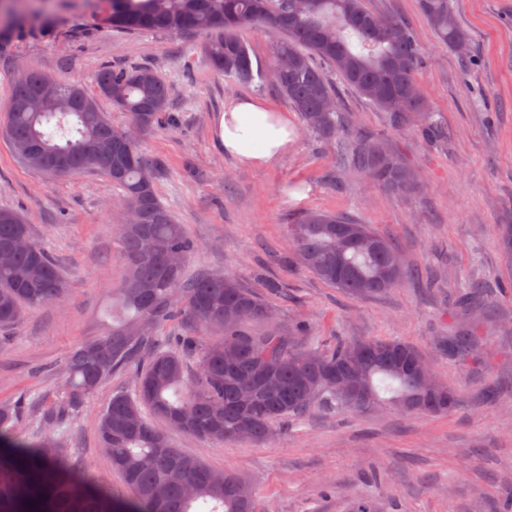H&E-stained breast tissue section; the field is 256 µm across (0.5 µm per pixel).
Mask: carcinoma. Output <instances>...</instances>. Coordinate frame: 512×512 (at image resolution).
I'll return each mask as SVG.
<instances>
[{"mask_svg":"<svg viewBox=\"0 0 512 512\" xmlns=\"http://www.w3.org/2000/svg\"><path fill=\"white\" fill-rule=\"evenodd\" d=\"M102 24L116 32L206 33L210 67L241 83L271 80L299 112L305 127L328 142L344 133L336 93L320 63L397 123L414 124L423 134L438 126L415 79L421 52L402 21L370 10L364 0H107ZM438 40L456 51L469 44L451 0H419ZM45 25L40 14L0 9V40L21 28ZM280 35L275 62L254 75L243 28ZM41 73L29 67L16 79L7 115L15 149L43 153L29 166L64 177L92 169L123 191L142 223L120 230L127 273L112 300V330L74 346L65 360L66 388L60 404L41 421L60 432L54 440L15 442L12 431L23 403L0 405V512H256L255 497L243 501L241 478L215 470L171 447L154 421L201 440L265 442L277 425L304 415L314 403L326 409L367 410L387 402L412 414L436 416L454 409L456 395L443 385L429 393L411 364L421 356L397 339H342L324 349L306 342L301 328L246 326L269 322L272 307L230 275L204 273L192 280L184 265L171 267L197 249L183 225L160 202L153 163L142 153L136 133L171 122L169 85L149 68L105 67L96 74L97 94L60 83L58 97L23 108ZM126 112L130 129L112 126L99 99ZM357 155L373 181L401 195L419 189L418 178L400 156L380 142H360ZM299 263L319 280L353 297L395 287L406 268L389 237L368 224L320 210L303 212L291 225ZM30 235L24 215L0 208V249ZM66 291L48 250L31 242L0 266V328L27 311L57 301ZM238 309L224 320V309ZM493 307L474 286L458 296L464 321L442 351L458 358L479 348V315ZM178 315L212 335L163 339L155 332ZM149 350L148 360L142 359ZM201 351L198 378L188 377L185 357ZM134 369L133 391L116 390L98 424L99 447L131 492L116 498L71 463L63 425L78 412L83 397L113 375ZM338 369L352 372L356 393L330 383ZM390 394L383 399L380 391ZM150 417H145L143 410Z\"/></svg>","mask_w":512,"mask_h":512,"instance_id":"cac0c4a2","label":"carcinoma"}]
</instances>
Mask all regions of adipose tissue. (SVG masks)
Segmentation results:
<instances>
[{
	"label": "adipose tissue",
	"instance_id": "ef3b65f1",
	"mask_svg": "<svg viewBox=\"0 0 512 512\" xmlns=\"http://www.w3.org/2000/svg\"><path fill=\"white\" fill-rule=\"evenodd\" d=\"M224 150L240 163L262 165L285 153L293 140L287 116L251 99L230 101L218 122Z\"/></svg>",
	"mask_w": 512,
	"mask_h": 512
}]
</instances>
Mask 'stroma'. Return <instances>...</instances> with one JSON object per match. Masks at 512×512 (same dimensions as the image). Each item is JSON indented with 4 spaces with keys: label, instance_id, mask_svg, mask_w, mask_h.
Masks as SVG:
<instances>
[{
    "label": "stroma",
    "instance_id": "obj_1",
    "mask_svg": "<svg viewBox=\"0 0 512 512\" xmlns=\"http://www.w3.org/2000/svg\"><path fill=\"white\" fill-rule=\"evenodd\" d=\"M365 2L413 29L416 80L443 136L396 126L329 67L351 133L327 144L271 82L242 84L212 70L201 51L205 34L119 33L101 24L105 0H27L50 28L0 42V208L24 214L67 290L63 301L0 331V403L24 398L43 408L61 399L68 351L111 328L106 312L126 274L121 189L94 170L55 177L22 163L4 123L13 83L32 67L92 94L99 69L147 66L171 88L174 122L141 133L139 146L159 163L160 201L198 245L187 276L231 273L275 308L278 324H307L311 340L325 345L340 336L403 340L458 398L438 416L388 405L316 408L264 443L201 441L170 428L171 446L239 473L256 492L257 512H349L367 498L379 512H499L512 488V260L498 245L500 225L512 224V0H452L470 36L463 54L439 42L419 0ZM242 96L284 113L295 131L287 153L262 167L240 165L215 133L225 104ZM361 140L400 152L422 179L419 192L396 195L370 180L354 157ZM309 209L390 237L409 276L367 298L319 280L298 263L289 236ZM268 280L279 292L264 289ZM473 282L493 288L496 310L480 326L479 353L458 361L439 345L456 333L457 291ZM489 385L499 395L481 402ZM132 386L131 375L112 376L67 426L76 468L121 498L129 491L98 445L97 425L113 391Z\"/></svg>",
    "mask_w": 512,
    "mask_h": 512
}]
</instances>
